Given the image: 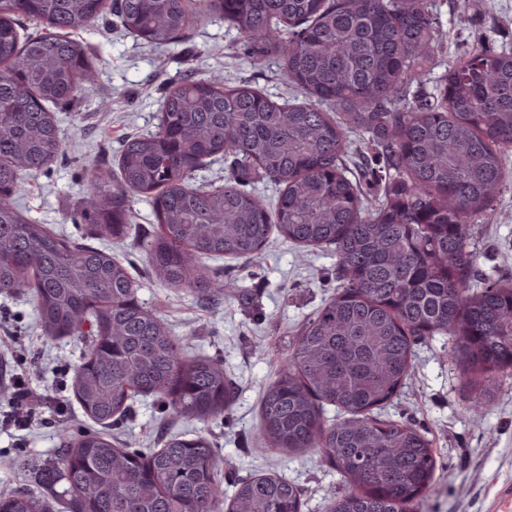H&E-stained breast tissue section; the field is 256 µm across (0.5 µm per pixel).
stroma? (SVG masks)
<instances>
[{
	"label": "stroma",
	"instance_id": "stroma-1",
	"mask_svg": "<svg viewBox=\"0 0 512 512\" xmlns=\"http://www.w3.org/2000/svg\"><path fill=\"white\" fill-rule=\"evenodd\" d=\"M437 17L433 66L407 96L430 100L439 77L473 46L512 49V0H432ZM93 60L95 81L80 100L58 115L65 150L49 171L24 178L20 204L31 219L73 240L90 232L71 213L83 197L94 169L111 168L130 135L154 130L161 97L186 72L217 76L226 84L250 82L277 101L300 100L276 60L253 62L237 31L208 19L193 20L180 44L154 49L127 35L116 16L80 32ZM361 132L350 136L348 166L363 164L368 200L382 194L383 165ZM507 185L493 207L472 226L479 278L512 280V147L504 154ZM132 229L114 246L139 285L138 296L171 331L184 337L190 353L222 358L236 382L238 398L223 417L201 423L172 415L147 397L105 432L129 448L161 447L172 432L206 436L218 452L217 473L225 498L250 473L275 472L295 482L303 512H323L325 499L340 489L336 471L307 453L288 455L268 448L260 431V401L274 380L302 324L340 285L336 256L319 248L296 247L272 235L261 264L224 258L208 265L221 279L238 281L236 296L209 301L177 293L153 276L140 237L155 225L153 207L132 200ZM82 345L44 336L28 295H0V385L25 379L36 399V413L24 428L6 423L11 403L0 401V497L20 489L50 495L42 469L58 451L61 430L90 428L72 393V377ZM408 384L384 413L412 423L431 439L437 460L436 490L421 512H512V376L506 377L481 418L467 407L470 393L451 362L441 336L418 342Z\"/></svg>",
	"mask_w": 512,
	"mask_h": 512
}]
</instances>
